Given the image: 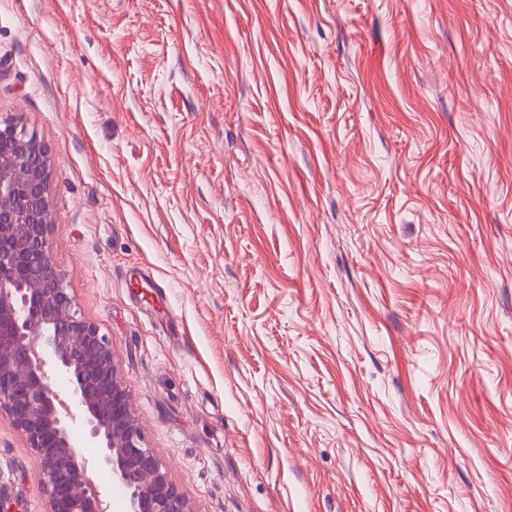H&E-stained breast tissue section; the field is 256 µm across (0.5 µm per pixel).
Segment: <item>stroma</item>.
Returning a JSON list of instances; mask_svg holds the SVG:
<instances>
[{"mask_svg":"<svg viewBox=\"0 0 512 512\" xmlns=\"http://www.w3.org/2000/svg\"><path fill=\"white\" fill-rule=\"evenodd\" d=\"M0 117L195 512H512V0H0Z\"/></svg>","mask_w":512,"mask_h":512,"instance_id":"1","label":"stroma"}]
</instances>
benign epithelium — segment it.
Returning a JSON list of instances; mask_svg holds the SVG:
<instances>
[{"mask_svg": "<svg viewBox=\"0 0 512 512\" xmlns=\"http://www.w3.org/2000/svg\"><path fill=\"white\" fill-rule=\"evenodd\" d=\"M50 173L47 144L0 119V416L41 458L45 512H110L98 470L125 488L126 512H194L145 443L112 341L77 310L52 261ZM78 418L99 449L92 465L70 434Z\"/></svg>", "mask_w": 512, "mask_h": 512, "instance_id": "1", "label": "benign epithelium"}]
</instances>
